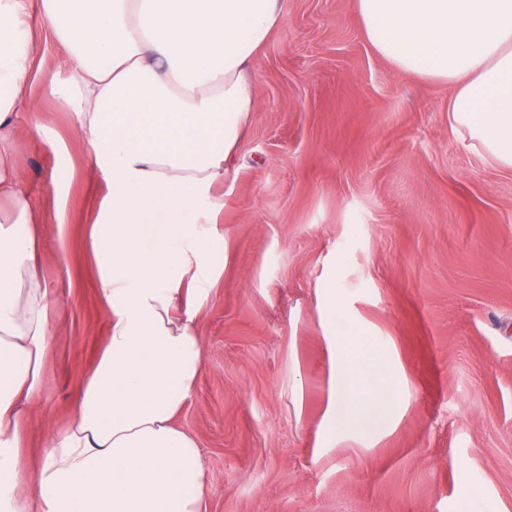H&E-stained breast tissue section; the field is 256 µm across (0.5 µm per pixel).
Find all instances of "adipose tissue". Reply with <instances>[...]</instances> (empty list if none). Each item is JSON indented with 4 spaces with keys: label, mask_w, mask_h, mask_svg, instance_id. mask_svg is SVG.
Segmentation results:
<instances>
[{
    "label": "adipose tissue",
    "mask_w": 512,
    "mask_h": 512,
    "mask_svg": "<svg viewBox=\"0 0 512 512\" xmlns=\"http://www.w3.org/2000/svg\"><path fill=\"white\" fill-rule=\"evenodd\" d=\"M285 0H0V129L23 95L39 15L68 51L55 87L106 193L87 248L107 339L67 426L37 468L26 405L50 354L55 301L43 226L0 140V512H201L204 461L176 419L204 363L199 317L224 269L223 181L257 100L253 63ZM361 28L395 69L448 85L449 119L512 169V0H355ZM331 364L323 443L385 427L402 407L393 374L344 328L335 284L321 289Z\"/></svg>",
    "instance_id": "adipose-tissue-1"
}]
</instances>
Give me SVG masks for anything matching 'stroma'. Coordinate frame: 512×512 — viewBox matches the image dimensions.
Instances as JSON below:
<instances>
[{"mask_svg": "<svg viewBox=\"0 0 512 512\" xmlns=\"http://www.w3.org/2000/svg\"><path fill=\"white\" fill-rule=\"evenodd\" d=\"M32 25L35 109L12 132L14 162L42 203L59 309L27 419L35 463L69 419L109 311L85 248L104 184L53 93L67 54ZM253 71L257 109L213 189L224 273L178 418L203 449L202 512H512V170L452 130L448 86L374 52L354 0H286ZM331 278L408 406L391 427L326 447L316 288Z\"/></svg>", "mask_w": 512, "mask_h": 512, "instance_id": "1", "label": "stroma"}]
</instances>
